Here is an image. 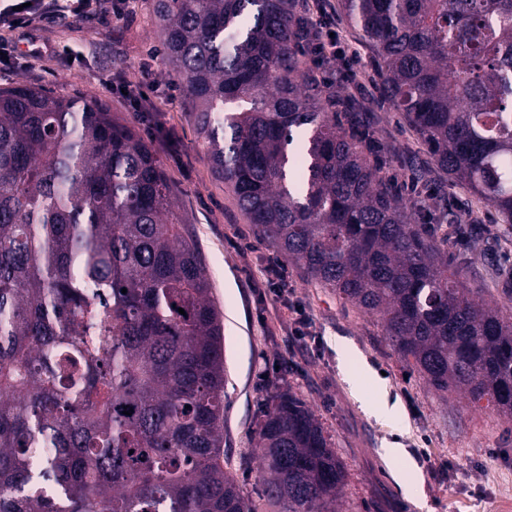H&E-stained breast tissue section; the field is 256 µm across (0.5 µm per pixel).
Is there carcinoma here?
<instances>
[{"label":"carcinoma","mask_w":512,"mask_h":512,"mask_svg":"<svg viewBox=\"0 0 512 512\" xmlns=\"http://www.w3.org/2000/svg\"><path fill=\"white\" fill-rule=\"evenodd\" d=\"M339 2L380 96L512 224V0ZM294 7L155 0L212 171L259 239L376 317L434 391L512 417V306L463 287L448 238L370 163L365 107L323 97ZM182 224L133 125L96 101L0 89V512H256L224 468L221 313ZM269 400L268 504L341 512L346 470L321 422L279 385Z\"/></svg>","instance_id":"obj_1"}]
</instances>
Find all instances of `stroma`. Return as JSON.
<instances>
[{
  "instance_id": "stroma-1",
  "label": "stroma",
  "mask_w": 512,
  "mask_h": 512,
  "mask_svg": "<svg viewBox=\"0 0 512 512\" xmlns=\"http://www.w3.org/2000/svg\"><path fill=\"white\" fill-rule=\"evenodd\" d=\"M99 0L85 18L58 15L14 31L0 30V88L20 83L99 101L135 124L156 151L174 188L178 213L195 240L224 325V459L257 512H272L258 479L257 426L272 383L286 384L315 412L344 463V512H512V420L488 401L435 394L387 343L381 324L289 265L293 301L309 322L290 338L285 308L276 307L261 269L274 251L254 234L230 187L209 165L189 110L185 80L160 51L153 0H134V14ZM349 54L323 66L328 91L343 92L348 73H362L363 98L376 130L370 158L389 179L405 182L408 156L427 164L426 180L458 223H479L468 244L449 243L448 260L464 287L488 303L512 298V224L430 167L418 135L379 97L381 74L369 49L337 17ZM80 57L71 63L70 54ZM150 89L153 122H145L120 86ZM368 375H361V366ZM453 461L445 480L433 470Z\"/></svg>"
}]
</instances>
